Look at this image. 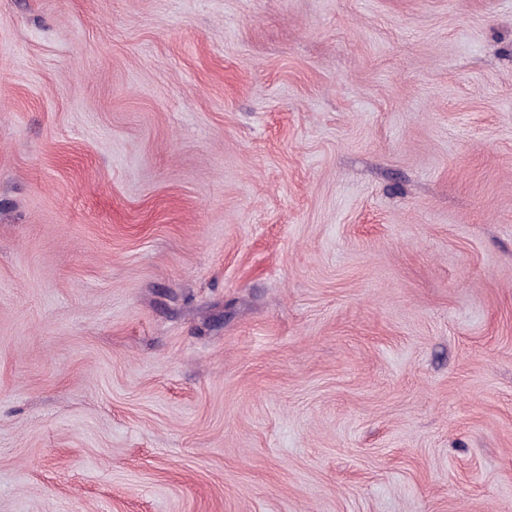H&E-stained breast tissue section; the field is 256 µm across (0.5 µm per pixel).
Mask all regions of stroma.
Masks as SVG:
<instances>
[{"label": "stroma", "instance_id": "obj_1", "mask_svg": "<svg viewBox=\"0 0 512 512\" xmlns=\"http://www.w3.org/2000/svg\"><path fill=\"white\" fill-rule=\"evenodd\" d=\"M0 512H512V0H0Z\"/></svg>", "mask_w": 512, "mask_h": 512}]
</instances>
